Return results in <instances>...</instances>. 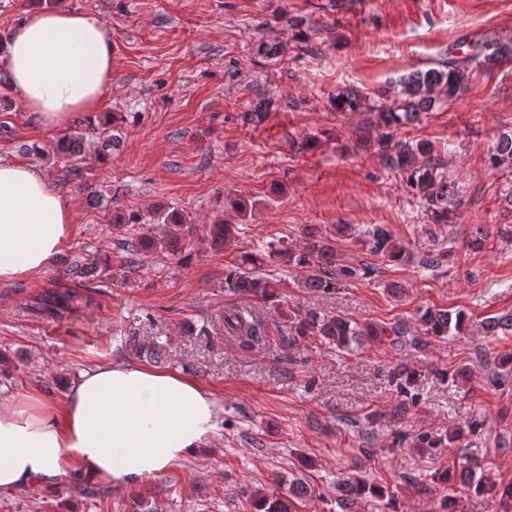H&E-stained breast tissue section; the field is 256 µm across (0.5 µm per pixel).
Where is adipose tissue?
I'll list each match as a JSON object with an SVG mask.
<instances>
[{
	"label": "adipose tissue",
	"instance_id": "1",
	"mask_svg": "<svg viewBox=\"0 0 512 512\" xmlns=\"http://www.w3.org/2000/svg\"><path fill=\"white\" fill-rule=\"evenodd\" d=\"M1 52L13 91L46 125L97 110L112 78V35L82 13H30ZM74 222L40 169L0 163V282L45 272ZM217 415L194 380L130 363L82 373L60 409L31 394L0 399V489L71 469L112 483L158 474L199 447Z\"/></svg>",
	"mask_w": 512,
	"mask_h": 512
}]
</instances>
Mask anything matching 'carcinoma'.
<instances>
[{"mask_svg": "<svg viewBox=\"0 0 512 512\" xmlns=\"http://www.w3.org/2000/svg\"><path fill=\"white\" fill-rule=\"evenodd\" d=\"M507 49L494 43L482 42L468 46L466 56L455 58L443 65L441 69L416 70L405 75L399 82V90L395 97L377 106L376 121L364 129L359 142L375 143L378 149L395 158L399 167L409 171L410 185L429 205L434 220L438 223L448 221V208L443 203L455 195L454 184L444 180L436 171L435 164H417V156L431 153V144L419 141L414 145L394 141L390 132L392 125H399L404 120L415 118L421 112L431 110L440 96L455 98L463 91L469 81L471 66L480 61H489L503 57ZM333 103L339 112L356 111L361 107L359 94L347 89H339L333 97ZM52 152L60 159L71 160L82 151V139L78 136L64 135L51 144ZM495 167H512V136H503L497 144L496 152L491 156ZM159 219L166 225L167 237L159 245L154 238L146 233L133 236L123 243L128 262L136 263L142 252L158 246L173 253L179 251L182 242V230L185 218L177 213H161ZM235 227L219 220L208 225V233L213 246L222 248L227 245ZM306 237L305 246L293 251L283 246L268 252V257L285 265L299 269L302 278L298 280L301 288L331 292L336 285L346 279H353L370 274L369 268L362 270L351 266L336 264V249L330 236L324 235L314 227L303 230ZM363 246L377 257L390 261L404 258L406 249L395 238L393 233L383 225H377L368 231ZM447 253L436 249L425 253L419 258L418 264L434 271L442 266ZM259 255L245 253L237 261V267L229 270L224 278L225 288L233 295H252L263 301H274L277 292L267 279L256 276ZM97 261L86 253H77L69 261L66 274L73 279H84L96 266ZM83 295L74 290H46L32 297L29 305L31 313L41 317L59 318L71 314L79 308V300ZM465 314H452L444 309H425L419 322L424 327V334L430 336H446L450 329H462ZM224 329L228 335L235 337L241 347L252 349L268 342L261 323L252 311L231 305L224 310ZM317 334L321 339L336 347L341 352H353L367 341L380 340L392 334L404 335L397 327H387L374 323L360 324L343 316L319 318L314 314L304 317L294 316L289 325L288 335L280 337L282 344L289 347L299 339ZM396 382L397 392L408 395L415 380V372L407 367H400L392 373ZM341 495L337 499L341 512H352L357 499L371 494L381 495V491L359 479L340 483ZM311 490L305 485H292L284 492L269 493L263 488L252 491L250 498L254 512H296L297 500L308 496Z\"/></svg>", "mask_w": 512, "mask_h": 512, "instance_id": "1", "label": "carcinoma"}]
</instances>
